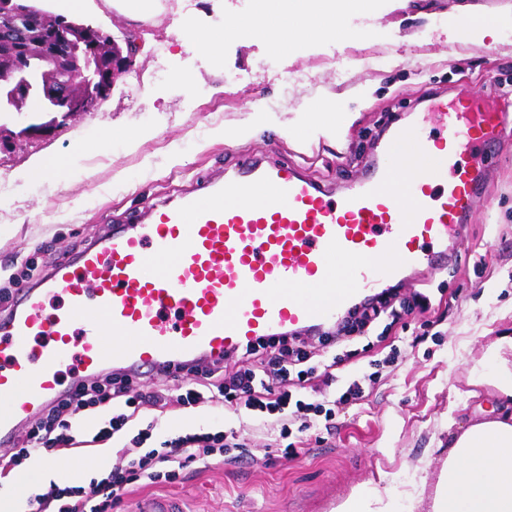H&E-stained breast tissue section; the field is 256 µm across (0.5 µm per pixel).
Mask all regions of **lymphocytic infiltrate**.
Masks as SVG:
<instances>
[{"label":"lymphocytic infiltrate","instance_id":"1","mask_svg":"<svg viewBox=\"0 0 512 512\" xmlns=\"http://www.w3.org/2000/svg\"><path fill=\"white\" fill-rule=\"evenodd\" d=\"M248 364L232 380H225L224 367L215 363L205 367L200 386L187 388L182 403L188 408L204 404V389H217L238 420L258 413L273 415L280 427V437H287L301 412L332 420L346 412L364 397V377L354 376L339 395L331 397L323 389L331 377V365L317 368L309 365L308 354L301 346L289 345L287 339L260 338L243 352ZM133 377L105 371L97 380L82 384L73 400L51 404L35 414L26 441L9 451V458L0 468L12 471L32 454H55L72 449L76 443L70 435V423L61 420V411L82 416L87 412L108 409L112 416L95 435L107 441L124 431L134 421L137 405L160 406L165 401L161 389L140 392L138 399H129ZM310 390L309 400L294 399V391ZM146 430H139L130 445L122 446L127 458L126 468L112 470L88 484L70 486L50 483L46 492L29 496L30 512H112L129 488L162 486L179 483L190 464L210 467L235 461L239 447L235 430L193 433L165 441L159 448H143Z\"/></svg>","mask_w":512,"mask_h":512}]
</instances>
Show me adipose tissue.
<instances>
[{"label": "adipose tissue", "instance_id": "obj_1", "mask_svg": "<svg viewBox=\"0 0 512 512\" xmlns=\"http://www.w3.org/2000/svg\"><path fill=\"white\" fill-rule=\"evenodd\" d=\"M376 0H252L247 18L207 30L195 19L182 21L176 35L220 51L226 38L249 32L282 52L295 44L356 39L344 23L353 13L373 11ZM423 491L408 500L363 486L338 512H417ZM430 512H512V411L461 428H449L448 453L430 499Z\"/></svg>", "mask_w": 512, "mask_h": 512}]
</instances>
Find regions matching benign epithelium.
Returning a JSON list of instances; mask_svg holds the SVG:
<instances>
[{"mask_svg":"<svg viewBox=\"0 0 512 512\" xmlns=\"http://www.w3.org/2000/svg\"><path fill=\"white\" fill-rule=\"evenodd\" d=\"M136 51L129 39L122 48L99 31L34 15L24 0H0V104L19 110L36 94L45 113L94 112ZM31 59L35 75L25 66Z\"/></svg>","mask_w":512,"mask_h":512,"instance_id":"7a95c632","label":"benign epithelium"}]
</instances>
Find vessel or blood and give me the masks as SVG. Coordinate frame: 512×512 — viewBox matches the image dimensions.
<instances>
[{
    "label": "vessel or blood",
    "mask_w": 512,
    "mask_h": 512,
    "mask_svg": "<svg viewBox=\"0 0 512 512\" xmlns=\"http://www.w3.org/2000/svg\"><path fill=\"white\" fill-rule=\"evenodd\" d=\"M435 145L399 126L383 158L328 198L293 170L250 164L147 221L112 230L20 288L0 317V446L19 421L107 369L164 373L277 331L341 318L411 266H443L465 233L477 177L467 145L498 143L507 116L462 102Z\"/></svg>",
    "instance_id": "1"
}]
</instances>
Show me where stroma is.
<instances>
[{"label": "stroma", "instance_id": "obj_1", "mask_svg": "<svg viewBox=\"0 0 512 512\" xmlns=\"http://www.w3.org/2000/svg\"><path fill=\"white\" fill-rule=\"evenodd\" d=\"M491 18L495 37L461 35L454 5ZM153 18L136 21L88 0L75 23L133 38L138 48L130 72L120 77L97 111L60 118L48 132L27 133L48 121L39 98L21 111L0 114L10 134L0 140V289L26 260L44 269L75 257L107 228L132 223L149 205L174 203L203 181L261 160L293 168L330 197L347 192L374 161V136L394 126L413 127L421 138L439 137L444 113L437 101L482 98L490 111L512 113L498 88L512 84V0H378L370 13L349 15L363 32L350 42L325 40L274 52L267 41L241 34L225 39L220 53L177 39L180 22L192 17L205 28L246 17L250 0H160ZM325 100L349 116L340 137L301 139L298 127L313 103ZM264 123L250 138L230 143L217 137ZM137 134L134 145L102 142L108 128ZM49 156L67 169L33 182L27 168ZM463 158L480 173L481 188L458 239L455 275L428 267L392 283L412 311L393 325L372 324L367 335L330 342L308 338L311 363L334 356L336 389L353 374H369L366 396L331 424L317 423L280 444L275 425L239 424L224 403L186 414L182 384L169 382L163 410L141 409V423L156 421L146 445L185 433L235 428L243 445L239 462L210 468L191 465L182 484L166 488L185 512H336L358 487L408 492L426 478L434 490L448 440V421L460 425L492 417L504 403L490 386L472 388L473 373L488 368L499 337L512 336V150L491 145ZM430 295L431 308L416 306ZM397 348V367L373 376L372 361ZM104 418H76L77 448L51 458L57 481L81 463L80 483L122 466L110 451L95 458L94 435Z\"/></svg>", "mask_w": 512, "mask_h": 512}]
</instances>
